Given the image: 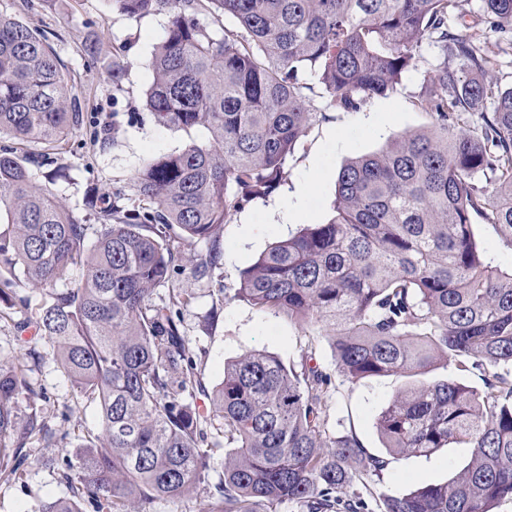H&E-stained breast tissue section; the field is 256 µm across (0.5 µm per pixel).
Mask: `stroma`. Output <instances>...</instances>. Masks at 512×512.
Instances as JSON below:
<instances>
[{"instance_id":"stroma-1","label":"stroma","mask_w":512,"mask_h":512,"mask_svg":"<svg viewBox=\"0 0 512 512\" xmlns=\"http://www.w3.org/2000/svg\"><path fill=\"white\" fill-rule=\"evenodd\" d=\"M34 2V8L26 10L21 0H0V11L30 30L54 32L52 45L72 80V103L89 117L88 126L73 132L51 161L30 166L36 187L50 189L69 207L78 208L89 189L130 188L147 159L180 152L189 139H206L202 129L189 135L158 124L145 106L151 82L147 63L166 34L169 14L131 16L111 9L105 0ZM462 23L483 32L484 51L499 61L496 77L512 85V50L490 31L482 0H458L448 28L456 30ZM116 56L126 66L118 86L107 72ZM434 56L433 46L422 44L394 92L365 98L349 110L330 106L314 72L300 71L301 92L314 121L288 157L280 185L231 215L221 241L223 259L211 277L200 280L186 270L172 277L174 287L189 296L180 310L182 330L207 388L222 382L227 362L252 351L272 354L288 365L312 358L332 376L326 401L329 429L355 433L364 448L378 456L386 450L376 418L409 385L410 375L348 381L336 371L324 328L257 309L235 299L234 293L242 270L272 243L333 217L337 176L349 160L378 152L405 133L432 127L431 114L417 106L416 96L434 75ZM98 130L106 133L105 144L95 143ZM45 300V293L35 291L29 309L0 310V358L36 350L40 360L31 377L46 394L49 419L71 432L98 430L97 402L77 393L58 368L53 345L31 323ZM75 449L72 443L64 449L34 445L22 479L0 484V512H39L43 501L67 496L65 483L48 461ZM470 457V449L443 448L428 456L394 459L380 475L354 482L350 490L374 506L382 496L448 480Z\"/></svg>"}]
</instances>
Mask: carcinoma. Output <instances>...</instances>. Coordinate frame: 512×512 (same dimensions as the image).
Here are the masks:
<instances>
[{
  "label": "carcinoma",
  "mask_w": 512,
  "mask_h": 512,
  "mask_svg": "<svg viewBox=\"0 0 512 512\" xmlns=\"http://www.w3.org/2000/svg\"><path fill=\"white\" fill-rule=\"evenodd\" d=\"M512 43V0H483ZM134 16L168 13L155 49L146 106L185 132L178 154L147 160L127 206L123 190L90 194L85 211L32 185L27 164L59 151L85 124L69 75L48 37L0 12V303L30 306L58 347L76 389L99 400L102 427L54 465L69 489L39 512H141L138 504L199 490L202 512H372L341 490L389 460L352 433L327 427L332 380L304 361L250 353L206 392L181 332L182 290L154 299L185 268L180 241L208 243L190 261L219 265L224 223L240 204L271 194L312 124L298 72L318 77L330 104L396 90L414 51L436 49L434 79L417 96L434 129L407 133L352 159L336 182L335 216L275 242L240 275L235 296L326 328L348 381L424 374L437 360L481 372L483 389L432 379L399 393L376 428L392 458L472 449L448 481L383 496L380 512H495L512 500V269L487 265L472 218L502 229L512 247V87L473 34L448 30L456 0H112ZM233 17L234 34L214 27ZM457 65H448V59ZM492 104V111H483ZM235 193H229V188ZM81 282L70 285L76 267ZM31 350L0 361V481L21 479L35 442L65 440L38 401ZM224 429V477L209 480L204 425Z\"/></svg>",
  "instance_id": "1"
}]
</instances>
